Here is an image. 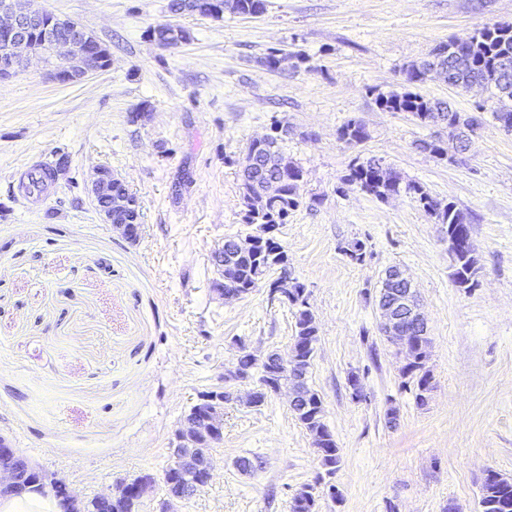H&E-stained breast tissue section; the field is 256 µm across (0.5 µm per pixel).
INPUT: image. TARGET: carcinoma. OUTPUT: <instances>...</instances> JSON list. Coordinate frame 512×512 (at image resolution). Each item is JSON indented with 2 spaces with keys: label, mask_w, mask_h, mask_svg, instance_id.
<instances>
[{
  "label": "carcinoma",
  "mask_w": 512,
  "mask_h": 512,
  "mask_svg": "<svg viewBox=\"0 0 512 512\" xmlns=\"http://www.w3.org/2000/svg\"><path fill=\"white\" fill-rule=\"evenodd\" d=\"M231 11L243 15H259L266 9L265 0H229ZM150 36L157 42L167 41L173 37L186 41L189 32L180 27L173 31L166 25H157L150 29ZM453 40H448L436 46L430 58L413 62L404 68L405 88L401 92H379L375 101L385 112H403L421 124L427 123V118L433 122H446L448 119H463L475 134L482 125V117L471 115L466 118L453 110L445 101L428 99L411 90V87L423 82L425 71L439 66L448 68V50ZM473 67L465 73H450L452 84H468L472 81L482 83L488 90L493 101L492 113H508L512 117V97L500 95L499 84L501 75L498 62L505 53L512 55V27L485 25L474 31L472 35ZM339 138L348 144H360L369 138V132L359 119H350L338 129ZM288 136V128L281 127V133L274 136L264 146L256 149L249 144L246 149L255 151L253 164L239 170L241 185L250 189L253 197L245 198L241 221L244 224H286L291 215L302 202L301 187L303 171L288 157L281 143ZM341 183L364 185L368 187L372 197L385 201L393 193H405L429 214L435 223L445 228L456 229L468 217L456 207L452 201L443 205L431 197L422 186L416 182H403L399 174L386 166L382 160L369 158L355 159L347 173L341 178ZM230 239H224V266L218 268L221 279L228 280L238 288L254 289L266 279L272 271L288 268V255L282 245L263 243L256 251L248 255H239L230 250ZM452 277L456 285L464 281L458 278V267L478 263L476 258H467V253L460 251L449 256ZM294 334L293 346L301 358H306L314 351L318 342V327L314 315L302 304L294 305ZM405 377L412 383L416 404H425V392L431 388L429 372L421 371V365L413 364ZM308 393L307 401L300 403L292 411L294 417L303 427L317 435L314 441L316 452L321 464L330 473H335L340 462L339 448L329 427L324 422V406L319 394L310 387H305ZM481 502L483 512H512V479L509 481L490 480L481 485ZM290 512H318L317 497L310 486L304 487L291 501Z\"/></svg>",
  "instance_id": "cac0c4a2"
}]
</instances>
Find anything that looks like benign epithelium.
I'll list each match as a JSON object with an SVG mask.
<instances>
[{
  "label": "benign epithelium",
  "instance_id": "obj_1",
  "mask_svg": "<svg viewBox=\"0 0 512 512\" xmlns=\"http://www.w3.org/2000/svg\"><path fill=\"white\" fill-rule=\"evenodd\" d=\"M17 0H0V80L10 77L30 55L44 57L51 79L69 83L86 77L109 66V59L102 51L96 37L85 31L75 40H57L54 28L61 25L62 19L35 8L15 7ZM197 12L220 19L224 15V4L220 0H198ZM34 21L41 31L35 42L21 35V26ZM470 39H457L448 51V68L458 72L469 68L468 44ZM121 178L112 174L109 168H99L92 181L91 195L96 198L112 194V183ZM393 280L406 286L405 293L388 290L378 305L379 328L387 342L397 353L406 357L410 353L407 329L408 320L426 323L425 316L415 302V289L412 281L399 270ZM297 284L291 272L287 271L269 284V295L282 304H290L294 299ZM278 364L288 368L293 374L294 364L288 356L270 351L256 357L258 367ZM237 397L229 389L219 386L200 397L198 407L189 413L175 433L173 443V464L164 472L163 482L173 488L168 498L161 504V512H177L175 506L189 493H195L212 480L213 463L209 448L220 444L224 438V401ZM24 467L28 475V485L37 491H52L60 479L38 464L20 455L10 441L0 438V497L15 492L19 481V467ZM154 477L134 478L121 483L116 489H108L97 494L96 512H112V501L126 498L139 501L153 486ZM61 512H87L84 499L75 493L59 499Z\"/></svg>",
  "mask_w": 512,
  "mask_h": 512
}]
</instances>
